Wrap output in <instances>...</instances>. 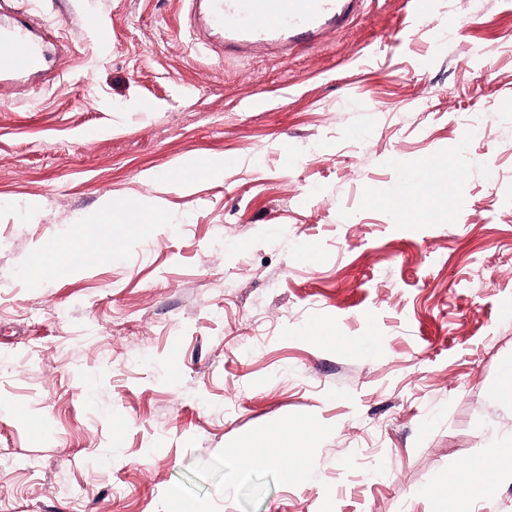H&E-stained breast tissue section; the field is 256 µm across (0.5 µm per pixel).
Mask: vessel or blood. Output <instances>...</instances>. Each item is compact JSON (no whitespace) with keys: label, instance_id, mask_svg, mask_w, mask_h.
I'll list each match as a JSON object with an SVG mask.
<instances>
[{"label":"vessel or blood","instance_id":"1","mask_svg":"<svg viewBox=\"0 0 512 512\" xmlns=\"http://www.w3.org/2000/svg\"><path fill=\"white\" fill-rule=\"evenodd\" d=\"M363 0H186L204 45L230 54L288 53L346 28ZM42 49L24 19H0V86L40 69Z\"/></svg>","mask_w":512,"mask_h":512}]
</instances>
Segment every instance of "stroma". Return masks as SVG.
<instances>
[{
  "label": "stroma",
  "mask_w": 512,
  "mask_h": 512,
  "mask_svg": "<svg viewBox=\"0 0 512 512\" xmlns=\"http://www.w3.org/2000/svg\"><path fill=\"white\" fill-rule=\"evenodd\" d=\"M0 8L53 27L47 75L0 92V512H445L449 469L512 441V0H365L236 60L182 0ZM181 161L218 169L140 178ZM429 194L443 223L376 205ZM61 242L92 263L37 275Z\"/></svg>",
  "instance_id": "obj_1"
}]
</instances>
